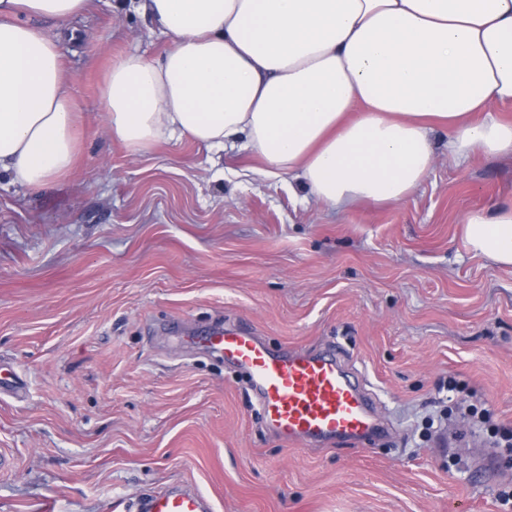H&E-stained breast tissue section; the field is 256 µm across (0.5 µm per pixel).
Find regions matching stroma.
Instances as JSON below:
<instances>
[{
    "label": "stroma",
    "instance_id": "stroma-1",
    "mask_svg": "<svg viewBox=\"0 0 512 512\" xmlns=\"http://www.w3.org/2000/svg\"><path fill=\"white\" fill-rule=\"evenodd\" d=\"M61 40L83 119L66 178H0V512H113L190 481L215 512H505L512 447L447 411L512 428V266L470 251L464 212L512 203V161L439 157L410 200L336 211L260 161L185 139L132 155L103 132L101 89L166 36L134 0H93ZM271 348L341 347L390 441L285 447L247 381L188 344L216 316Z\"/></svg>",
    "mask_w": 512,
    "mask_h": 512
}]
</instances>
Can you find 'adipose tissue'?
<instances>
[{
	"instance_id": "1",
	"label": "adipose tissue",
	"mask_w": 512,
	"mask_h": 512,
	"mask_svg": "<svg viewBox=\"0 0 512 512\" xmlns=\"http://www.w3.org/2000/svg\"><path fill=\"white\" fill-rule=\"evenodd\" d=\"M92 0H0V174L67 177L82 118L56 39ZM169 37L113 61L104 132L132 153L190 139L248 152L342 211L408 201L448 159H512V0H139ZM471 251L512 266V205L460 218Z\"/></svg>"
}]
</instances>
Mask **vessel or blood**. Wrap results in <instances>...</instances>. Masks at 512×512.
Segmentation results:
<instances>
[{
    "instance_id": "vessel-or-blood-1",
    "label": "vessel or blood",
    "mask_w": 512,
    "mask_h": 512,
    "mask_svg": "<svg viewBox=\"0 0 512 512\" xmlns=\"http://www.w3.org/2000/svg\"><path fill=\"white\" fill-rule=\"evenodd\" d=\"M197 342L247 375L265 426L285 446L336 441L366 446L384 433L368 393L337 350L275 352L245 324L215 327ZM114 509L214 512V504L196 485L183 483L117 502Z\"/></svg>"
}]
</instances>
